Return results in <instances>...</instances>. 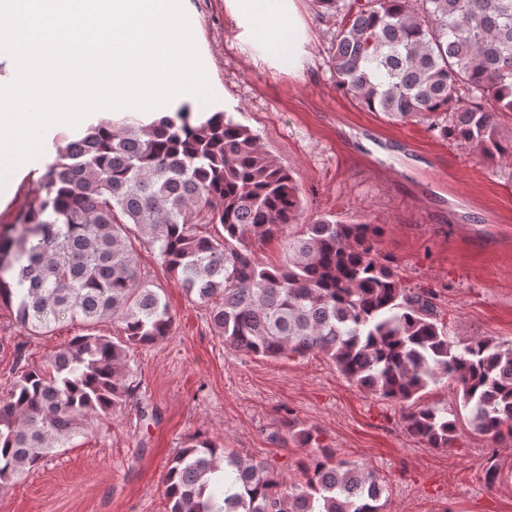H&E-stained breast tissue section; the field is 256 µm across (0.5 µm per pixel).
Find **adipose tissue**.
I'll return each mask as SVG.
<instances>
[{
  "label": "adipose tissue",
  "mask_w": 512,
  "mask_h": 512,
  "mask_svg": "<svg viewBox=\"0 0 512 512\" xmlns=\"http://www.w3.org/2000/svg\"><path fill=\"white\" fill-rule=\"evenodd\" d=\"M240 50L277 71L298 75L312 62L298 0H224Z\"/></svg>",
  "instance_id": "adipose-tissue-1"
}]
</instances>
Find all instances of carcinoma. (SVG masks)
<instances>
[{"mask_svg":"<svg viewBox=\"0 0 512 512\" xmlns=\"http://www.w3.org/2000/svg\"><path fill=\"white\" fill-rule=\"evenodd\" d=\"M336 17V86L390 121L416 120L491 162L512 160V0H315ZM39 191L0 229V305L31 335L65 321H112L123 336H77L27 368L0 397V488L66 447L88 416L112 414L138 389L129 351L169 336L173 314L141 273L137 248L208 309L224 348L265 358L318 352L366 392L416 401L461 385L474 429L512 438V345L478 336L459 347L433 296L403 285L380 253L381 224L333 215L293 236L302 199L292 172L226 112L179 111L152 122L102 118L58 139ZM219 225L216 234L205 231ZM282 242L269 264L256 246ZM455 411L415 405L404 428L453 447ZM302 480L193 434L168 462L167 512H381L372 469L313 448Z\"/></svg>","mask_w":512,"mask_h":512,"instance_id":"carcinoma-1","label":"carcinoma"}]
</instances>
